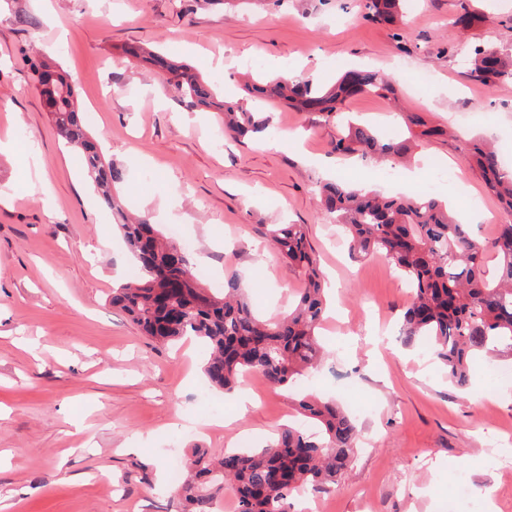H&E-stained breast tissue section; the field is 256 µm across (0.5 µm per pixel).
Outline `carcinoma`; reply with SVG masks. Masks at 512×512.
Masks as SVG:
<instances>
[{
    "label": "carcinoma",
    "mask_w": 512,
    "mask_h": 512,
    "mask_svg": "<svg viewBox=\"0 0 512 512\" xmlns=\"http://www.w3.org/2000/svg\"><path fill=\"white\" fill-rule=\"evenodd\" d=\"M354 7L362 20L373 24L394 25L402 14V0H354ZM127 53L172 73L190 103L214 104L213 87L191 67L135 47ZM26 65L39 88L44 74L53 71L37 56L27 58ZM465 66L469 78L484 86L512 82V53L493 46H470ZM393 91L392 78L372 70L348 71L329 89L311 79L281 78H262L247 88L249 96L269 104L328 116L350 97ZM224 111L228 116L224 128L237 137L269 132L270 122L258 109L226 104ZM51 115L57 135L84 153L90 177L102 201L117 210L128 250L143 272L139 280L112 289V306L155 341L193 336L203 343L209 353L205 373L218 388L230 390L250 372L262 375L272 387L288 391L294 410L308 424L283 427L260 448H226L218 459L195 454L189 476L178 488L177 512H216L224 493L233 495L237 512H294L295 495L335 489L357 457L359 431L336 404L296 392L298 379L320 364L318 335L325 310L324 285L304 225L264 226L265 235L306 288L287 314L261 319L252 311L236 274L225 277L224 297L219 298L197 280L188 251L146 217L134 223L125 220L112 196L122 173L105 163L98 141L89 135L79 114L75 87L60 73ZM409 150L408 141L381 136L353 122L332 142V152L338 156L359 153L393 161ZM470 160L486 191L512 213V172L506 171L497 152L475 142ZM320 196L325 208L337 214L351 255H381L409 280L412 300L400 329L403 342L426 340L431 357L457 387H467L476 356L512 353L511 223L499 225L491 238L479 239L435 198L386 197L342 183L322 186Z\"/></svg>",
    "instance_id": "obj_1"
}]
</instances>
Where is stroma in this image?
<instances>
[{
  "label": "stroma",
  "instance_id": "1",
  "mask_svg": "<svg viewBox=\"0 0 512 512\" xmlns=\"http://www.w3.org/2000/svg\"><path fill=\"white\" fill-rule=\"evenodd\" d=\"M345 2L0 0V512H174L173 457L218 455L243 434L262 444L292 412L286 392L256 375L241 385L256 404L239 415L234 394L208 384L196 343H155L112 307L113 288L140 268L81 153L57 138L24 62L33 53L95 110L87 128L123 174V210L182 225L205 287L235 272L260 315L286 313L302 282L260 231L303 225L333 289L321 330L330 356L300 388L363 406L353 468L336 490L309 496L319 512H512V448L488 451L512 432V389L493 384L481 358L459 390L403 346L405 277L382 256L352 258L318 196L336 179L390 195L416 187L478 237L512 221L469 160L478 137L512 155V82L475 83L448 50L465 34L512 51V11L469 0L489 19L464 33L449 24L459 0H421L394 27ZM130 44L171 53L230 102L256 72L329 85L343 70L374 69L393 77L406 111L454 134L415 139L409 161L378 164L332 153L338 119L275 106L271 136L238 142L222 112L192 107L171 75L125 54ZM398 58L412 70L397 71ZM420 72L433 78L424 90ZM461 109L466 123L450 125ZM33 155L43 172L34 186ZM460 473L472 494L455 501Z\"/></svg>",
  "mask_w": 512,
  "mask_h": 512
}]
</instances>
